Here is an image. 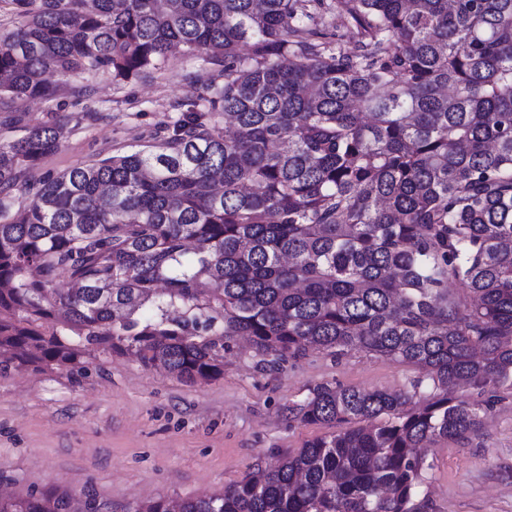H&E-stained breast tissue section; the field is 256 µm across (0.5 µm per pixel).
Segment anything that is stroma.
Instances as JSON below:
<instances>
[{
	"label": "stroma",
	"mask_w": 512,
	"mask_h": 512,
	"mask_svg": "<svg viewBox=\"0 0 512 512\" xmlns=\"http://www.w3.org/2000/svg\"><path fill=\"white\" fill-rule=\"evenodd\" d=\"M200 66L176 53L129 81L100 70L85 76L87 96L74 91L73 80L52 77L50 98L0 101V142L66 117L58 149L40 165L44 173L144 144L203 95ZM87 112L99 120H84ZM422 376L415 365L354 351H311L267 365L238 339L224 352L223 375L207 383L99 353L79 372L14 369L0 375V492L55 488L76 499L92 492L117 506L212 495L257 463L330 434L328 426L288 419L289 406L316 384L399 393ZM425 459L421 493L432 512H512V390H499L479 429L438 441Z\"/></svg>",
	"instance_id": "stroma-1"
}]
</instances>
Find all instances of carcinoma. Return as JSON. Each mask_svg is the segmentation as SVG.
I'll return each instance as SVG.
<instances>
[{"instance_id":"obj_1","label":"carcinoma","mask_w":512,"mask_h":512,"mask_svg":"<svg viewBox=\"0 0 512 512\" xmlns=\"http://www.w3.org/2000/svg\"><path fill=\"white\" fill-rule=\"evenodd\" d=\"M312 1L13 0L0 96L125 81L177 47L224 81L148 150L32 180L60 121L0 143V374L93 346L208 382L235 336L425 371L403 394L317 384L288 418L356 427L122 512H429L417 449L466 438L512 387V0H341L353 51L309 41ZM73 503L47 489L0 512H112Z\"/></svg>"}]
</instances>
